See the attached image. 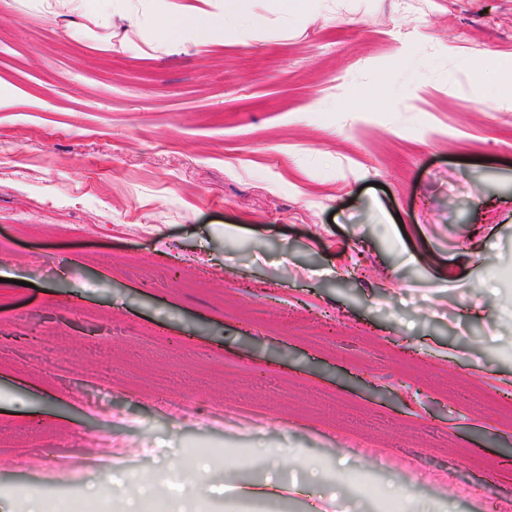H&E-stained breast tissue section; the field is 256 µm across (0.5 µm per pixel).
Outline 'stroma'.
<instances>
[{"label": "stroma", "mask_w": 512, "mask_h": 512, "mask_svg": "<svg viewBox=\"0 0 512 512\" xmlns=\"http://www.w3.org/2000/svg\"><path fill=\"white\" fill-rule=\"evenodd\" d=\"M110 8L0 0V504L502 512L512 417L474 401L512 381V97L469 68L512 55V0H253L208 43ZM277 2L279 12L288 19L292 25H306L319 15L321 11L320 0H274ZM243 418H249L251 426L262 427L267 423L269 417L264 413L246 412L240 407H226L224 402H212L202 414V422L206 425L212 424H237Z\"/></svg>", "instance_id": "obj_1"}]
</instances>
